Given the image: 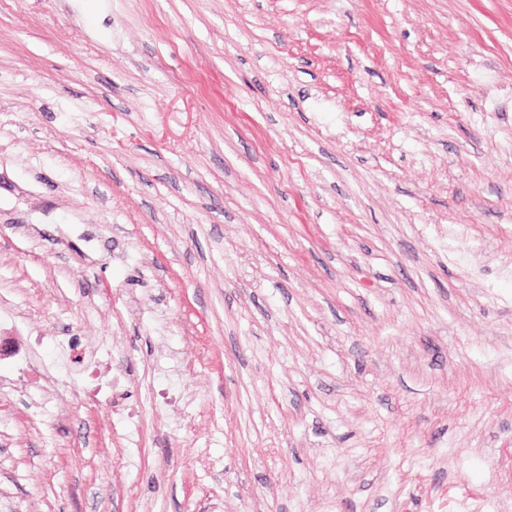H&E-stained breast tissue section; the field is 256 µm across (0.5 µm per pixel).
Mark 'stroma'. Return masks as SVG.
<instances>
[{
	"mask_svg": "<svg viewBox=\"0 0 512 512\" xmlns=\"http://www.w3.org/2000/svg\"><path fill=\"white\" fill-rule=\"evenodd\" d=\"M0 335V512H512V0H0Z\"/></svg>",
	"mask_w": 512,
	"mask_h": 512,
	"instance_id": "1",
	"label": "stroma"
}]
</instances>
